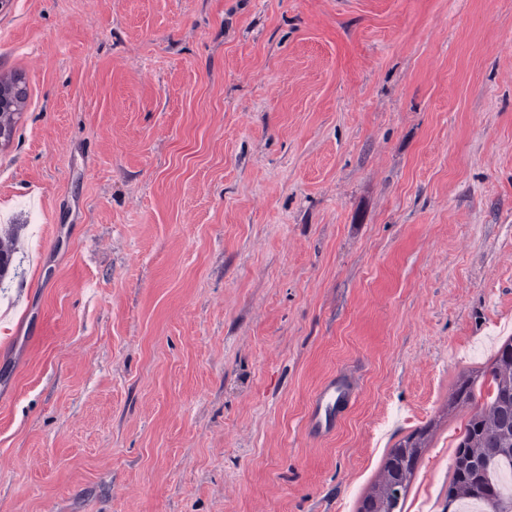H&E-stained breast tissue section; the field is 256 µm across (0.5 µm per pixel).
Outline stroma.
<instances>
[{
	"instance_id": "stroma-1",
	"label": "stroma",
	"mask_w": 512,
	"mask_h": 512,
	"mask_svg": "<svg viewBox=\"0 0 512 512\" xmlns=\"http://www.w3.org/2000/svg\"><path fill=\"white\" fill-rule=\"evenodd\" d=\"M0 512H356L512 337V0H0ZM359 393L308 429L340 375ZM22 230L19 224H6L0 228V288H4L3 285L11 282L18 274L14 245Z\"/></svg>"
}]
</instances>
